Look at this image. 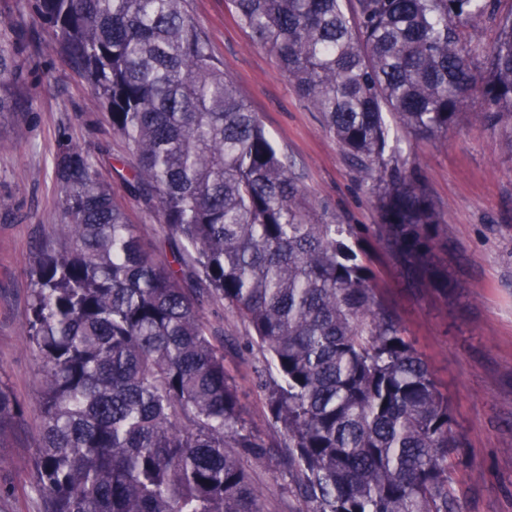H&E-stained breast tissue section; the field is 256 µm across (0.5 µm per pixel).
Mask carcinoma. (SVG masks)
Segmentation results:
<instances>
[{
    "label": "carcinoma",
    "instance_id": "obj_1",
    "mask_svg": "<svg viewBox=\"0 0 512 512\" xmlns=\"http://www.w3.org/2000/svg\"><path fill=\"white\" fill-rule=\"evenodd\" d=\"M495 2L230 0L357 166L378 241L417 292L448 295L434 263L446 220L403 142L446 133L474 92L490 122L512 121V14L492 43L467 37ZM32 8L132 146L123 180L172 255L155 258L83 151L58 157L64 243L41 251L22 328L42 362L31 471L45 512H261L244 460L270 449L201 315L214 299L262 358L301 512H462L448 398L377 292L363 229L315 217L186 0ZM11 33L0 14V114L19 108ZM21 414L0 385V447Z\"/></svg>",
    "mask_w": 512,
    "mask_h": 512
}]
</instances>
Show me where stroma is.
<instances>
[{
    "instance_id": "1",
    "label": "stroma",
    "mask_w": 512,
    "mask_h": 512,
    "mask_svg": "<svg viewBox=\"0 0 512 512\" xmlns=\"http://www.w3.org/2000/svg\"><path fill=\"white\" fill-rule=\"evenodd\" d=\"M188 9L225 73L288 156L317 215L375 229L379 214L368 186L274 53L252 39L226 0H189ZM0 13L13 14L17 23L13 92L22 103L19 111L0 115V199L10 202L0 208V385L26 409L8 448L0 450V512H43L30 481V461L41 444L34 410L41 360L20 333L30 302L29 270L62 219L53 174L58 155L81 148L158 259L167 260L169 249L159 214L132 196L121 177L135 162L131 146L113 132L80 72L23 0H0ZM482 109L481 97H473L446 134L404 145L447 221L437 249V261L448 271L447 294L411 293L393 270L385 284L465 442L468 466L451 475L463 512H512V153L504 147L512 126L490 125ZM203 315L224 343V366L247 427L266 442H279L257 383L261 363L245 344L243 325L219 301L205 305ZM248 470L262 512H300L278 460Z\"/></svg>"
}]
</instances>
